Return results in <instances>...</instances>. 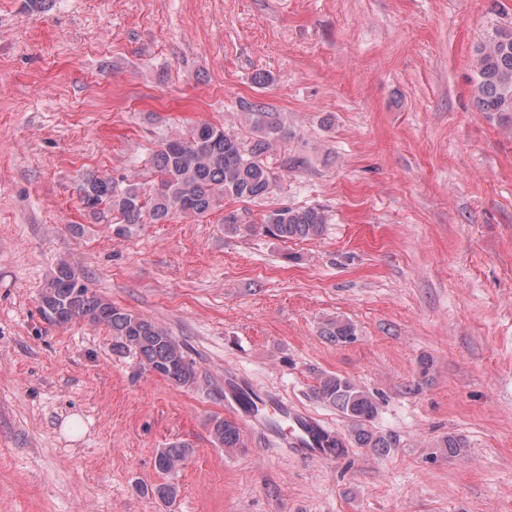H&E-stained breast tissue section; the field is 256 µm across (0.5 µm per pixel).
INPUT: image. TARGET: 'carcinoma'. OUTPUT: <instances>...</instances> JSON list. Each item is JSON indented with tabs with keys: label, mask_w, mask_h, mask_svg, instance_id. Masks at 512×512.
<instances>
[{
	"label": "carcinoma",
	"mask_w": 512,
	"mask_h": 512,
	"mask_svg": "<svg viewBox=\"0 0 512 512\" xmlns=\"http://www.w3.org/2000/svg\"><path fill=\"white\" fill-rule=\"evenodd\" d=\"M473 95L481 112L512 133V26H499L475 49ZM245 123L252 132L251 140L242 141L210 123L193 126L182 138L164 139L152 156L161 176L160 188L146 195L135 184L125 186L108 175H90L80 188L83 207L93 213L107 207L122 216L116 234L124 235L131 227L149 219L162 224L175 213L204 217L225 197L255 200L273 191V178L266 154L285 135L280 113L262 104L240 102ZM328 223L320 207L282 205L264 215V228L282 240H311L320 237ZM224 231L239 235L253 231V225L242 223L236 211L224 214ZM74 268L61 264L41 293L42 312L47 308L61 311L66 322L86 321L107 326L112 332L113 348L134 354L139 363L164 379L191 386L198 381L194 363L187 358L183 346L165 329L147 318L113 305L93 292L88 285L73 294ZM322 334L335 343L356 339V329L336 319L325 324ZM314 396L335 408L348 421L351 442L359 448L383 454L392 447L384 436L372 430L378 407L375 399L353 380L340 375L317 378ZM214 440L224 448L243 446V434L231 419L210 421ZM192 448L184 442L161 449L155 457L156 468L173 474L189 457ZM166 504L175 501L177 486L162 483L151 489Z\"/></svg>",
	"instance_id": "carcinoma-1"
}]
</instances>
